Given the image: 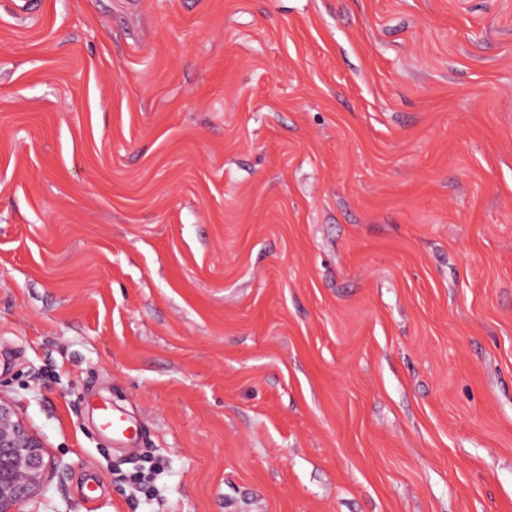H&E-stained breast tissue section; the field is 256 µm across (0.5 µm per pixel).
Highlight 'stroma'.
I'll return each instance as SVG.
<instances>
[{
  "label": "stroma",
  "mask_w": 512,
  "mask_h": 512,
  "mask_svg": "<svg viewBox=\"0 0 512 512\" xmlns=\"http://www.w3.org/2000/svg\"><path fill=\"white\" fill-rule=\"evenodd\" d=\"M21 3L0 390L59 464L35 512H512V0ZM96 421L102 431L112 435V441L115 443L127 442L135 433L133 423L124 414L107 405L97 409Z\"/></svg>",
  "instance_id": "stroma-1"
}]
</instances>
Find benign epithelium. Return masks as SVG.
<instances>
[{"instance_id":"obj_1","label":"benign epithelium","mask_w":512,"mask_h":512,"mask_svg":"<svg viewBox=\"0 0 512 512\" xmlns=\"http://www.w3.org/2000/svg\"><path fill=\"white\" fill-rule=\"evenodd\" d=\"M49 449L0 390V512H23L56 474Z\"/></svg>"}]
</instances>
